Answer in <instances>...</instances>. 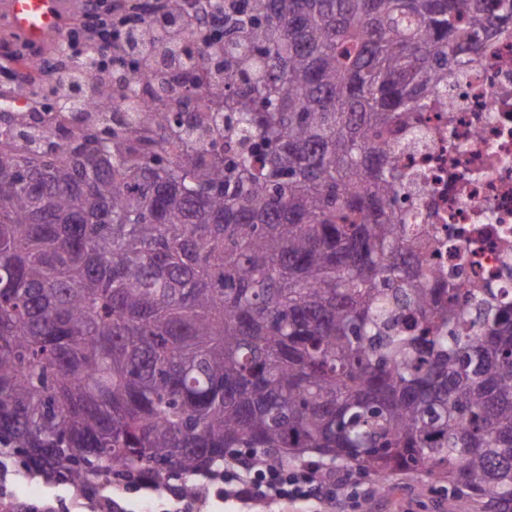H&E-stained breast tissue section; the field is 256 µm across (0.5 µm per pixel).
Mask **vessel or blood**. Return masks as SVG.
I'll return each mask as SVG.
<instances>
[{"label": "vessel or blood", "mask_w": 512, "mask_h": 512, "mask_svg": "<svg viewBox=\"0 0 512 512\" xmlns=\"http://www.w3.org/2000/svg\"><path fill=\"white\" fill-rule=\"evenodd\" d=\"M71 7V0H0L11 29L41 47H60Z\"/></svg>", "instance_id": "vessel-or-blood-1"}]
</instances>
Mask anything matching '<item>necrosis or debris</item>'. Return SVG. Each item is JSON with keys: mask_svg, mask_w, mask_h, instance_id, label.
Returning <instances> with one entry per match:
<instances>
[{"mask_svg": "<svg viewBox=\"0 0 512 512\" xmlns=\"http://www.w3.org/2000/svg\"><path fill=\"white\" fill-rule=\"evenodd\" d=\"M419 138L395 157L412 201L408 223L435 239L420 265L433 280L462 273L512 298V31L449 79L448 96L415 113Z\"/></svg>", "mask_w": 512, "mask_h": 512, "instance_id": "obj_1", "label": "necrosis or debris"}]
</instances>
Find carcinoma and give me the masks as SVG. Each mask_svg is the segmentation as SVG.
Segmentation results:
<instances>
[{
    "label": "carcinoma",
    "instance_id": "obj_1",
    "mask_svg": "<svg viewBox=\"0 0 512 512\" xmlns=\"http://www.w3.org/2000/svg\"><path fill=\"white\" fill-rule=\"evenodd\" d=\"M196 2L218 36L168 0L132 74L58 59L81 112L0 89V459L192 495L240 448L315 453L512 504V302L430 284L383 139L512 0Z\"/></svg>",
    "mask_w": 512,
    "mask_h": 512
}]
</instances>
